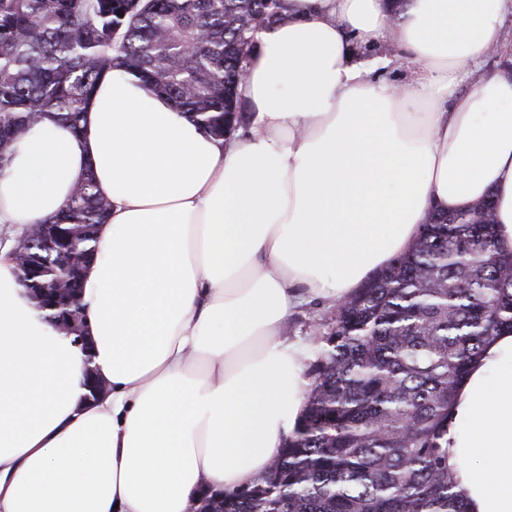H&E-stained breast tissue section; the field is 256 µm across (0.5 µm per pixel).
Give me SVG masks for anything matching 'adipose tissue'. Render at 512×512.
<instances>
[{
    "mask_svg": "<svg viewBox=\"0 0 512 512\" xmlns=\"http://www.w3.org/2000/svg\"><path fill=\"white\" fill-rule=\"evenodd\" d=\"M512 0H283L256 35L248 133L207 134L117 68L74 136L53 114L0 167V224L55 216L85 175L110 203L83 276L85 351L0 245V512H189L251 486L302 414L294 311L340 301L435 208L493 195L512 249V76L483 73ZM386 40L418 74L375 77ZM108 391L89 399L88 372ZM468 512H512V334L471 365L444 438Z\"/></svg>",
    "mask_w": 512,
    "mask_h": 512,
    "instance_id": "ef3b65f1",
    "label": "adipose tissue"
}]
</instances>
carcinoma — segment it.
I'll return each instance as SVG.
<instances>
[{
    "label": "carcinoma",
    "mask_w": 512,
    "mask_h": 512,
    "mask_svg": "<svg viewBox=\"0 0 512 512\" xmlns=\"http://www.w3.org/2000/svg\"><path fill=\"white\" fill-rule=\"evenodd\" d=\"M282 0H0V163L48 112L74 135L104 75L123 67L216 136L245 126L240 85L256 34ZM110 203L87 175L17 241L40 255L19 283L47 320L83 311L81 283ZM71 266L64 284L60 268ZM308 363L303 413L251 486L202 499L206 512H467L442 447L448 411L490 340L512 334V251L493 201L435 210L409 251L336 303Z\"/></svg>",
    "instance_id": "1"
}]
</instances>
